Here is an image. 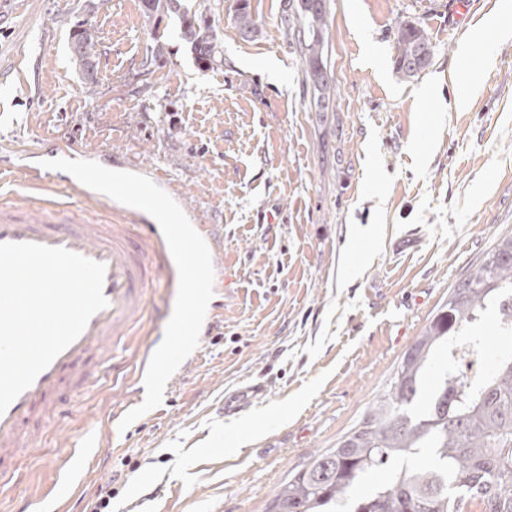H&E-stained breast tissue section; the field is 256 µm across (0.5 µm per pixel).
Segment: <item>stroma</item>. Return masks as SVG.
<instances>
[{"mask_svg": "<svg viewBox=\"0 0 512 512\" xmlns=\"http://www.w3.org/2000/svg\"><path fill=\"white\" fill-rule=\"evenodd\" d=\"M233 4L188 0L218 33L213 68L197 64L176 17L146 23L141 0L0 9V200L25 202L18 168L63 147L159 172L224 242L217 320L162 405L112 433L172 315L156 284L116 347L122 372L62 389L36 447L0 463L14 474L0 512H48L62 474L82 508L108 484L112 512H267L289 475L363 418L451 288L512 232V35L501 29L512 0L461 11L454 0H325L326 104L281 23L284 0H249L247 38ZM403 21L434 48L410 80L393 63ZM82 26L101 42L91 91L70 50ZM477 53L493 61L457 106ZM249 383L265 396L224 415L225 396ZM91 441L100 463L81 456Z\"/></svg>", "mask_w": 512, "mask_h": 512, "instance_id": "stroma-1", "label": "stroma"}]
</instances>
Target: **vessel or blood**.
<instances>
[{"label":"vessel or blood","instance_id":"obj_1","mask_svg":"<svg viewBox=\"0 0 512 512\" xmlns=\"http://www.w3.org/2000/svg\"><path fill=\"white\" fill-rule=\"evenodd\" d=\"M126 214L124 224H87L71 215L64 203L48 201L37 211L29 205L0 206V243L62 247L104 263L103 293L108 301L83 333L0 414V456L35 447L31 427L63 386L82 389L99 379L111 359L110 342L128 335L156 277L177 289V268L159 224L133 207ZM265 391L258 383L233 392L224 400L225 414L246 410Z\"/></svg>","mask_w":512,"mask_h":512}]
</instances>
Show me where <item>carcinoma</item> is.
I'll list each match as a JSON object with an SVG mask.
<instances>
[{"label":"carcinoma","instance_id":"cac0c4a2","mask_svg":"<svg viewBox=\"0 0 512 512\" xmlns=\"http://www.w3.org/2000/svg\"><path fill=\"white\" fill-rule=\"evenodd\" d=\"M286 7L283 22L300 44L305 76L329 90L322 62L324 0ZM145 22L178 14L183 40L203 68L223 61L214 27L180 0H142ZM235 23L245 37L255 33L248 0H235ZM393 59L396 73L411 79L431 60L411 67L421 46L430 44L423 29L398 25ZM95 32L72 36L71 52L83 84L97 85ZM512 295V234L503 238L448 294L444 304L404 354L387 390L337 446L316 454L280 487L268 512H512V357L475 388L425 385L431 355L449 348L454 337L471 331L484 313L503 307ZM427 398L422 413L412 405ZM393 462L382 485L358 494L366 477Z\"/></svg>","mask_w":512,"mask_h":512}]
</instances>
